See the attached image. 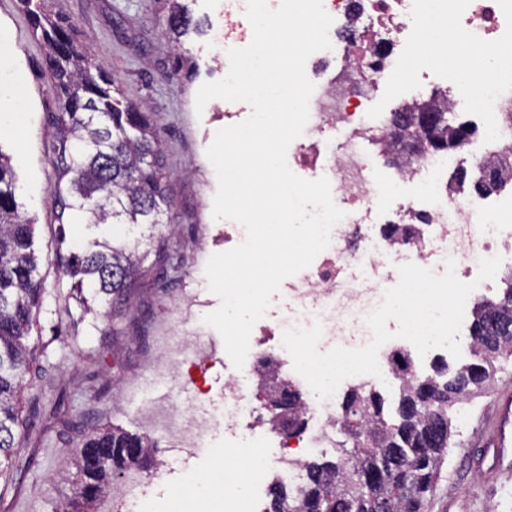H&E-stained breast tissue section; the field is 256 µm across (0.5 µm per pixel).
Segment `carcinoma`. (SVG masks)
<instances>
[{
  "label": "carcinoma",
  "mask_w": 512,
  "mask_h": 512,
  "mask_svg": "<svg viewBox=\"0 0 512 512\" xmlns=\"http://www.w3.org/2000/svg\"><path fill=\"white\" fill-rule=\"evenodd\" d=\"M19 2L40 33L58 98L50 125L56 139L52 193L59 228L172 223L161 128L151 112L119 92L115 79L75 40L72 22L47 16L44 0ZM168 2V29L178 43L196 23L179 0ZM471 133L444 112L434 138L448 150ZM34 246V224L18 201L16 173L0 153V460L10 459L29 430L15 400L30 370L33 309L45 292ZM56 260L71 280L69 297L85 313L94 312L96 301L108 304L106 317L128 300L142 274L139 241L127 237L96 239L68 253L59 248ZM503 284L499 299L476 303L473 362L452 372L447 364H436L433 374L406 384L394 418L386 414L380 393L350 391L342 408L351 449L334 461L307 463L306 483L299 491L273 480L265 512H311L313 496L322 500L324 512H424L447 454L453 409L485 389L494 378L496 359L512 353V276ZM300 400L293 393L288 409L273 421L286 430H301ZM153 448L145 434L91 428L77 452L83 503L67 502L61 512H86L82 504L91 503L88 488L101 498L121 473L151 467Z\"/></svg>",
  "instance_id": "carcinoma-1"
}]
</instances>
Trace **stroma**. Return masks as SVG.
Masks as SVG:
<instances>
[{"mask_svg": "<svg viewBox=\"0 0 512 512\" xmlns=\"http://www.w3.org/2000/svg\"><path fill=\"white\" fill-rule=\"evenodd\" d=\"M202 29L186 38L192 63L178 60L167 33L169 7L163 0H49L48 10L76 26V39L112 75L127 99L145 103L162 130L166 179L172 188L175 233L169 262L147 260L146 271L133 289L123 317L111 320L83 314L69 300L68 279L55 262L56 236L83 246L110 237L106 226L69 224L59 227L51 190L55 141L49 126L57 107L50 89L44 49L18 0H0V152L10 157L18 178V196L35 224V249L46 291L34 313L36 348L31 369L19 396L24 418L34 421L30 436L15 448L9 480L0 479V512H58L76 484L74 455L88 430L113 424L143 432L131 423L125 385L141 379L159 357L154 343L168 308L210 297L204 273L212 254L224 250V222L212 215L218 182L206 156L216 131L224 124V102L214 99L196 113L199 87L223 78L224 72L204 51L214 19V0H186ZM28 114L25 125L14 123L16 112ZM192 405L204 408L215 428L199 449L195 479L183 480L178 494L167 491L165 471L168 443L152 432L156 465L144 471L145 489L156 512H197L208 503L211 512H224V502L207 499L206 485H223L225 469L238 480L250 478V448L224 445L221 403L209 387L215 378L232 376L249 386L257 405L266 397L247 369L232 364L208 371L191 367ZM512 383V357L497 364L491 386L468 401L454 423L451 443L427 512H512V481H505L492 458L472 447L473 432L490 412L497 389Z\"/></svg>", "mask_w": 512, "mask_h": 512, "instance_id": "35a3bbf8", "label": "stroma"}]
</instances>
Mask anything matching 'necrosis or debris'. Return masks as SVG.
Listing matches in <instances>:
<instances>
[{"instance_id": "necrosis-or-debris-1", "label": "necrosis or debris", "mask_w": 512, "mask_h": 512, "mask_svg": "<svg viewBox=\"0 0 512 512\" xmlns=\"http://www.w3.org/2000/svg\"><path fill=\"white\" fill-rule=\"evenodd\" d=\"M210 27L212 41L225 48L250 44L252 28L244 24L246 0H221ZM333 23L331 49L314 52L307 72L315 89L309 120L287 150L289 168L297 176L327 178L335 205L344 217L331 230L329 246L313 263L285 279L279 289L287 302L253 326L250 368L255 374L277 375L290 358L282 336L292 328L320 324L319 352L336 347L356 349L368 344L372 332L367 316L399 281L400 264L412 262L443 274L446 260L464 282L479 281L480 261L512 256V0H323ZM448 40L458 57L479 48L490 57L475 71L459 66H420L423 31ZM442 86L435 105L455 111L473 106L485 152L472 158L474 167L501 170L508 190L478 197L465 193L448 177V156L422 151L401 156L393 173L381 170L385 144L394 126L386 114L373 112L379 89L400 93L426 81ZM169 334L147 380L171 383L203 351L204 340L188 327L181 308L169 310ZM411 342L393 338L378 351L380 376L346 378L334 396L303 400L304 431L280 436L276 450L264 454L263 465L250 484L224 479V512H263L267 475L294 488L306 482L305 463L316 452L335 451L343 415L340 402L348 391H371L403 379L395 353H410ZM144 419L182 448L200 447L207 428L188 409L166 402L146 407ZM265 415L237 379L224 380V445L264 449L256 433Z\"/></svg>"}]
</instances>
